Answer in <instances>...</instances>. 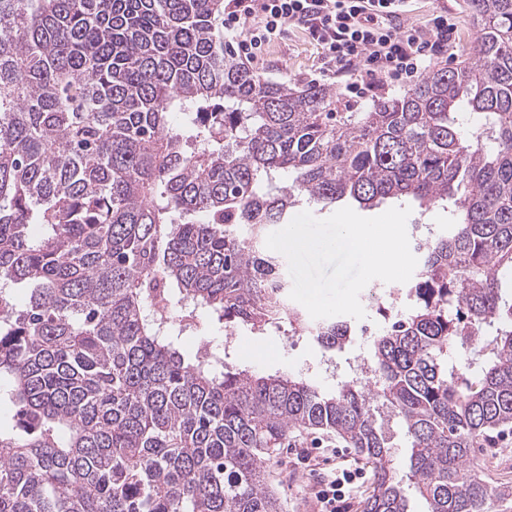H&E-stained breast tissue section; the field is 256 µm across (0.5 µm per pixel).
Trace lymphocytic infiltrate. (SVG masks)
Returning <instances> with one entry per match:
<instances>
[{
	"mask_svg": "<svg viewBox=\"0 0 512 512\" xmlns=\"http://www.w3.org/2000/svg\"><path fill=\"white\" fill-rule=\"evenodd\" d=\"M413 0H226L224 34L231 49L251 57L254 49L296 27L321 48L319 73L348 77V91L366 94L396 76H415L427 63L454 56L457 15L447 6L420 26L404 25ZM363 470L347 463L313 496L324 512H349Z\"/></svg>",
	"mask_w": 512,
	"mask_h": 512,
	"instance_id": "obj_1",
	"label": "lymphocytic infiltrate"
}]
</instances>
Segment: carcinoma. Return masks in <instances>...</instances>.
I'll return each mask as SVG.
<instances>
[{"mask_svg": "<svg viewBox=\"0 0 512 512\" xmlns=\"http://www.w3.org/2000/svg\"><path fill=\"white\" fill-rule=\"evenodd\" d=\"M468 2L473 63L333 112L224 47V0H0V512H280L266 466L308 429L371 466L361 512H409L406 481L428 512L512 496L465 466L512 427V0ZM386 199L455 222L416 249L370 378L186 355L204 314L302 333L263 230Z\"/></svg>", "mask_w": 512, "mask_h": 512, "instance_id": "cac0c4a2", "label": "carcinoma"}]
</instances>
